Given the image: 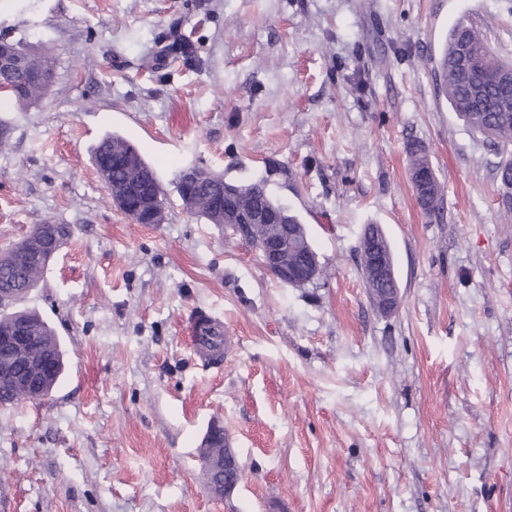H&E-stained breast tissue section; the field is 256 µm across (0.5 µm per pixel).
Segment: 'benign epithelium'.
I'll return each instance as SVG.
<instances>
[{"label": "benign epithelium", "instance_id": "1", "mask_svg": "<svg viewBox=\"0 0 512 512\" xmlns=\"http://www.w3.org/2000/svg\"><path fill=\"white\" fill-rule=\"evenodd\" d=\"M27 52L6 40H0V63L11 58L23 61ZM131 171L124 182L105 181L112 204L134 223H143L142 215L152 217L151 223H162L164 202L154 184L142 180L129 163ZM201 177L200 169L187 168L179 173L178 184L185 186L183 205L191 213L202 207L220 216L224 229L231 237L245 244H253L259 250L263 267L274 277L290 286H302L315 280L321 265L313 249L306 225L287 224V210L277 211L257 206L254 199L237 185H224V202L213 201L209 196H196L193 187ZM64 245L56 225L43 233L23 239L16 256L29 264L46 270ZM360 256L362 270L371 286L387 285L392 288L387 302L381 308L384 314L394 313L401 304L398 280L389 253L387 239L380 230L370 232L361 239ZM0 388L22 392L26 396L45 393L52 377L54 363L50 358L29 361L28 374L19 378L13 372L14 362L26 355L27 338L14 333L9 325L0 323ZM200 461L210 488L218 495H228L242 478L240 464L232 452L224 428L214 425L205 434L200 446Z\"/></svg>", "mask_w": 512, "mask_h": 512}]
</instances>
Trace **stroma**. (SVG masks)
<instances>
[{
	"mask_svg": "<svg viewBox=\"0 0 512 512\" xmlns=\"http://www.w3.org/2000/svg\"><path fill=\"white\" fill-rule=\"evenodd\" d=\"M461 20L512 62V0H0V38L54 49L43 99L0 106V251L71 230L18 304L65 371L0 406V512H512V192L442 92ZM173 29L194 61L167 53ZM108 134L153 167L163 223L113 207L92 163ZM189 167L266 181L320 278L281 284L189 214ZM368 224L393 254L391 315L363 279ZM200 310L231 336L222 367L187 334ZM215 423L243 471L227 497L199 461ZM427 159V162H428V165L427 167L420 171L419 173L417 174H413V172H410V180L413 184V187H417L419 190H422V191H419V194L417 196V199L419 201V203L425 208L428 210V212H432L435 210V202H439L440 200V196H441V185L435 175V177L433 178V180H430L428 182L427 185H431L432 183H435L436 184V187H435V190H434V194L432 196V194L430 193L431 191V188L427 189L429 191V193L427 194L426 193V189L425 188V180H426V177L427 175L429 174V172H432L434 174V171H433V168L428 160V158L426 157ZM424 189V190H423Z\"/></svg>",
	"mask_w": 512,
	"mask_h": 512,
	"instance_id": "obj_1",
	"label": "stroma"
}]
</instances>
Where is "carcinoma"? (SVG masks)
<instances>
[{"instance_id":"obj_1","label":"carcinoma","mask_w":512,"mask_h":512,"mask_svg":"<svg viewBox=\"0 0 512 512\" xmlns=\"http://www.w3.org/2000/svg\"><path fill=\"white\" fill-rule=\"evenodd\" d=\"M167 52L176 58H186L193 52L192 43L183 35L173 33ZM36 60L46 66L43 78L36 80L28 71L9 67L0 68V90L8 99L21 106L38 102L47 92L45 82L52 81V54L48 48L33 52ZM442 91L448 107L491 145L505 149L512 146V120L504 113L512 108V82L504 84L500 74L511 71L512 65L500 62L481 32L460 23L450 30L439 62ZM130 153L138 162L140 171L153 181V169L141 158L134 145L126 138L108 135L95 148L93 161L97 170H107L109 178L122 181L126 169L115 156ZM36 274L24 263L0 261V293L15 300L22 299L35 287ZM15 324L30 336L27 356L41 358L51 353L58 360L57 374H62L64 362L58 340L46 322L35 312L14 313Z\"/></svg>"}]
</instances>
